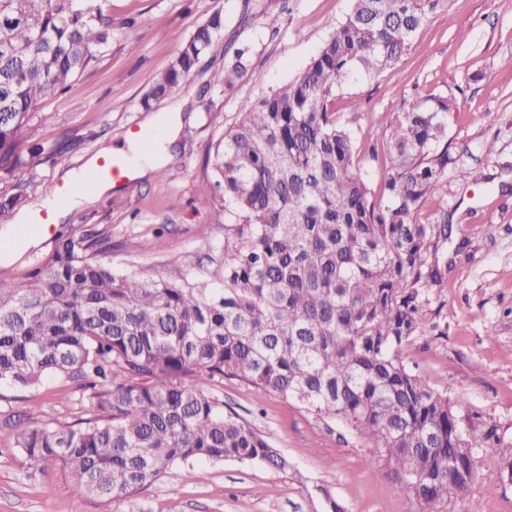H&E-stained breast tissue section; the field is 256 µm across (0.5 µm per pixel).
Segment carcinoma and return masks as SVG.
<instances>
[{
    "instance_id": "obj_1",
    "label": "carcinoma",
    "mask_w": 512,
    "mask_h": 512,
    "mask_svg": "<svg viewBox=\"0 0 512 512\" xmlns=\"http://www.w3.org/2000/svg\"><path fill=\"white\" fill-rule=\"evenodd\" d=\"M433 0H352L309 64L282 87L241 102L214 149L216 185L233 202L224 264L213 279H144L88 258L112 242L60 233L53 254L18 285L0 283V383L77 384L93 417L31 422L14 434L28 464L60 461L80 496L122 498L177 464L203 480L224 460L288 469L264 435L187 383L237 377L292 398L355 431L385 458L424 512H441L469 484L448 457L470 463L448 392L404 362L425 328L421 289L443 282L430 260L448 215L418 219L444 191L448 116L456 97L396 113L373 189L354 173L357 151L331 110L338 81L397 63ZM224 31L213 11L143 95L148 110L196 68ZM112 40L101 0H0V155L10 154L38 103L68 87ZM257 46L224 50V93L252 68Z\"/></svg>"
}]
</instances>
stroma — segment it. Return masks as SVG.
<instances>
[{
  "label": "stroma",
  "mask_w": 512,
  "mask_h": 512,
  "mask_svg": "<svg viewBox=\"0 0 512 512\" xmlns=\"http://www.w3.org/2000/svg\"><path fill=\"white\" fill-rule=\"evenodd\" d=\"M105 9L111 43L64 92L30 113L11 156L0 160V198L19 193L31 207L90 157L127 149L126 135L141 133L150 117L141 97L195 28L222 10L224 32L198 71L155 106L180 115L159 169L117 183L55 227L110 238L108 258L122 272L212 277L224 261V227L239 218L222 197L198 203L201 188L215 180L209 152L242 99L288 82L309 63L351 0H106ZM144 17L150 26L141 25ZM241 43L257 44L258 52L248 78L228 96L224 49ZM451 94L459 102L446 137L454 163L443 194L419 215L434 224L447 214L451 233L435 251L448 272L441 285L424 289L427 333L408 343L404 360L431 387L447 391L465 430H491L498 438L476 449L469 491L449 497L444 512H468L475 501L482 512H512V482L502 479L499 457L512 446V0H438L401 60L373 75L349 74L331 108L356 144L358 175L375 188L385 169L368 152L386 141L395 113ZM36 143L43 153L34 159L29 150ZM55 246L54 236L43 234L0 260V282L23 281ZM204 388L279 448L290 468L227 460L207 464V480L196 482L177 465L128 498L76 496L62 464L33 470L13 446L14 429L29 418L89 417L74 385L50 375L30 390L0 384V512H328L331 499L344 512H420L392 466L370 459L362 439L341 422L234 377Z\"/></svg>",
  "instance_id": "stroma-1"
}]
</instances>
